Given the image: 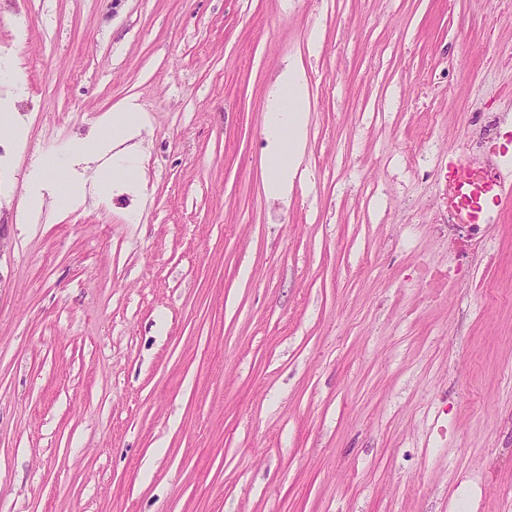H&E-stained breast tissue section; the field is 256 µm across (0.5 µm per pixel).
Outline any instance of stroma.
I'll list each match as a JSON object with an SVG mask.
<instances>
[{"label":"stroma","mask_w":512,"mask_h":512,"mask_svg":"<svg viewBox=\"0 0 512 512\" xmlns=\"http://www.w3.org/2000/svg\"><path fill=\"white\" fill-rule=\"evenodd\" d=\"M0 512H512V0H0ZM306 91L287 200L264 129ZM136 106L140 196L29 212ZM139 117L136 112L125 111L112 114V119H108L98 129L94 138L86 140L81 145L73 147V151L63 158L62 162L58 155L48 156L46 163L33 172L30 176L28 204L33 209H39L42 205L43 189L48 184L56 185V196L61 201L63 195L66 200L61 202L63 207H68L75 198L76 187L69 185L67 180L65 186L61 183V176L64 177L70 166L73 155H100L112 150V141L129 140L137 130ZM485 165V178L482 185H475L468 179V168L465 159L456 153L448 155V188H451L455 196L459 194L483 198L485 204L464 206L467 210L463 215L456 208V223L448 224V228L457 229L467 227L472 235L480 234L479 224H491L495 221V213L500 212L512 195V170H504L494 158V153L489 154ZM491 206H490V205ZM470 225H472L470 227Z\"/></svg>","instance_id":"obj_1"}]
</instances>
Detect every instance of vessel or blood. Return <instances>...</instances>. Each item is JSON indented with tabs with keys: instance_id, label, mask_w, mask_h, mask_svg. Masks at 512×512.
Instances as JSON below:
<instances>
[{
	"instance_id": "b4317fda",
	"label": "vessel or blood",
	"mask_w": 512,
	"mask_h": 512,
	"mask_svg": "<svg viewBox=\"0 0 512 512\" xmlns=\"http://www.w3.org/2000/svg\"><path fill=\"white\" fill-rule=\"evenodd\" d=\"M448 186L455 194L474 198V205L466 213L457 215L460 224H489L494 222L506 202L512 200V170L502 169L495 158L485 163V178L481 185H474L468 179L465 159L458 154L448 156Z\"/></svg>"
}]
</instances>
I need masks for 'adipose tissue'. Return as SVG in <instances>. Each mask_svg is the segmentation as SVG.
<instances>
[{
  "instance_id": "obj_1",
  "label": "adipose tissue",
  "mask_w": 512,
  "mask_h": 512,
  "mask_svg": "<svg viewBox=\"0 0 512 512\" xmlns=\"http://www.w3.org/2000/svg\"><path fill=\"white\" fill-rule=\"evenodd\" d=\"M277 97L267 116L265 134L274 150L268 158L269 172L266 189L270 195H283L288 189V173L298 156L303 140L304 120L302 104L304 85L295 68H287L276 82ZM139 117L135 112L113 113L111 119L104 122L94 138L74 146L77 155L112 156V170L127 190H136L144 175L137 154L131 150L112 153V143L116 140L131 139L137 130ZM70 166L69 160L53 155L47 157L45 164L30 176L28 204L40 208L43 190L47 185H55L57 195L74 199L75 188L62 184L61 178Z\"/></svg>"
}]
</instances>
